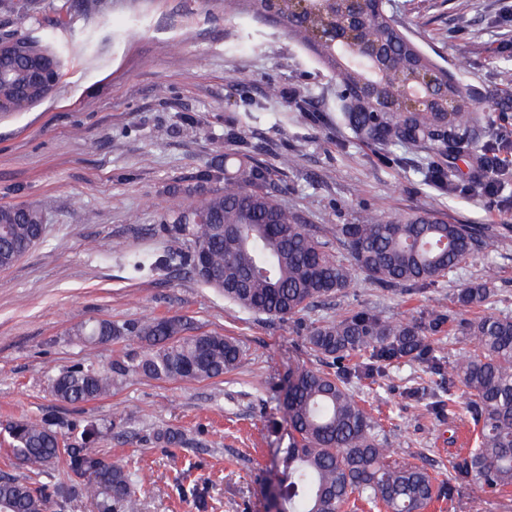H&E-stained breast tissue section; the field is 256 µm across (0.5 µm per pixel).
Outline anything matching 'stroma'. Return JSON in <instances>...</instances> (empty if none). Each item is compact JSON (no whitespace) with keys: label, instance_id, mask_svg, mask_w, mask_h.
Here are the masks:
<instances>
[{"label":"stroma","instance_id":"obj_1","mask_svg":"<svg viewBox=\"0 0 512 512\" xmlns=\"http://www.w3.org/2000/svg\"><path fill=\"white\" fill-rule=\"evenodd\" d=\"M413 40L475 95L493 128L512 136V103L498 73L512 55V13L505 0H392ZM34 0L30 13L0 11V31L51 36L65 60L43 101L0 113V206L41 209L43 240L0 270V424L53 419L80 437L95 427L96 447L127 465L142 512H268L278 448L288 443L279 403L289 371L326 369L304 336L311 325L372 309L390 319L454 310L453 297L494 267L489 312L512 315V150L500 152L493 178L502 192L440 193L419 172L421 158L400 147L362 143L336 123L328 102L336 77L280 24L254 17L248 0ZM302 90L310 120L268 94L270 85ZM243 133L252 158L271 171L270 191L304 223L334 228L367 210L429 211L451 224L484 230V244L456 274L419 294L379 288L356 275L351 288L293 320H268L225 301L188 268L135 271L127 253L178 254L187 245L164 231L161 207L192 204L199 190L223 186ZM297 157L280 169V156ZM181 316L198 332L235 338L244 360L200 382L129 376L110 394L82 404L58 401L50 378L77 364L111 368L139 352L133 337L89 345L72 334L82 320L137 323ZM390 447L447 481L456 445L472 424L428 411L421 394L439 378L404 359L384 375L350 383ZM179 430L176 447L158 438ZM206 508H199V500ZM424 512H512L502 498L462 485Z\"/></svg>","mask_w":512,"mask_h":512}]
</instances>
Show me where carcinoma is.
<instances>
[{
	"label": "carcinoma",
	"instance_id": "carcinoma-1",
	"mask_svg": "<svg viewBox=\"0 0 512 512\" xmlns=\"http://www.w3.org/2000/svg\"><path fill=\"white\" fill-rule=\"evenodd\" d=\"M355 14L366 15L368 22L355 29L353 45L383 46L391 58L373 60L316 40V32L328 23ZM271 18L336 73L342 88L334 101L336 123L367 144L425 155L421 173L433 187L467 189L471 176L461 171L451 181L448 165L473 155L471 131L482 116L473 95L452 75L436 96L463 99L454 111L434 104L408 109L406 77L438 64L408 36L389 0H336L334 12L326 0H307L306 14L292 21L285 2ZM34 55L60 61L50 39L18 35L12 50L0 55V73L22 77ZM225 138L236 151L224 156V189L202 194L191 206L163 209L164 229L186 239L189 250L154 264L185 265L201 284L256 315L293 318L350 287L357 272L378 288L422 292L458 269L483 242V232L473 224H448L427 212L385 217L374 210L355 224L336 225L337 256L327 230L304 223L268 191L269 169L251 161L241 132L230 127ZM43 232L41 210L0 207V268L11 267ZM494 275L490 268L485 280L458 289L455 303L485 306ZM447 321L457 335L474 341V349L445 368L433 356L427 333ZM75 336L88 344L134 336L143 352L113 362L110 371L88 364L51 378L52 394L68 404L104 396L130 374L204 381L223 377L243 359L235 339L192 333L181 316L154 317L133 326L84 321L75 327ZM305 341L326 360L343 361L360 352L369 358L341 374L306 368L288 373L282 393L288 446L278 449V512H342L359 500L381 504L386 512H421L432 499L453 496L473 478L492 493L512 488V316L486 313L454 320L434 310L425 324L362 310L313 326ZM403 358L424 363L450 389L458 382L466 388L465 412L474 426L475 445L452 462L446 483H436L423 466L399 462L379 424L349 387L350 375L379 372ZM429 410L448 415L450 423L457 417L451 399L435 400ZM0 430L18 464L37 473L65 471L67 480L56 490L61 503L80 492L96 502L98 512H139L131 471L100 455L94 447L97 429L86 430L78 441L65 438L49 420L12 421ZM48 503L27 479L0 476V512H44Z\"/></svg>",
	"mask_w": 512,
	"mask_h": 512
}]
</instances>
